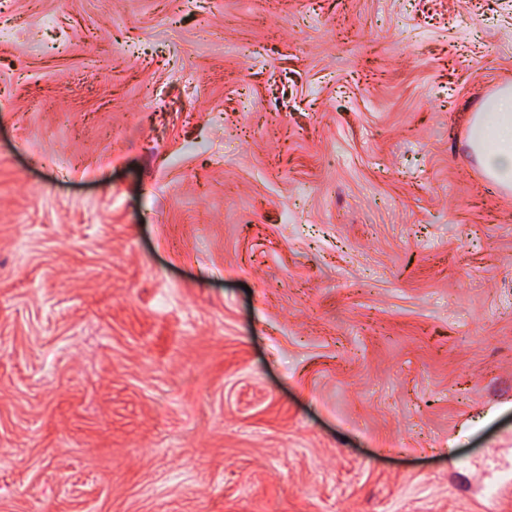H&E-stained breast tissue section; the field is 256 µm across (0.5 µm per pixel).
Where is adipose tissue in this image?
Returning a JSON list of instances; mask_svg holds the SVG:
<instances>
[{"mask_svg":"<svg viewBox=\"0 0 512 512\" xmlns=\"http://www.w3.org/2000/svg\"><path fill=\"white\" fill-rule=\"evenodd\" d=\"M469 144L486 176L500 190L512 191V87L488 98L469 124Z\"/></svg>","mask_w":512,"mask_h":512,"instance_id":"1","label":"adipose tissue"}]
</instances>
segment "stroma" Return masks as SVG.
<instances>
[{"label":"stroma","mask_w":512,"mask_h":512,"mask_svg":"<svg viewBox=\"0 0 512 512\" xmlns=\"http://www.w3.org/2000/svg\"><path fill=\"white\" fill-rule=\"evenodd\" d=\"M0 512H512V0H0ZM469 144L486 176L500 190L512 191V87L488 98L469 124Z\"/></svg>","instance_id":"1"}]
</instances>
